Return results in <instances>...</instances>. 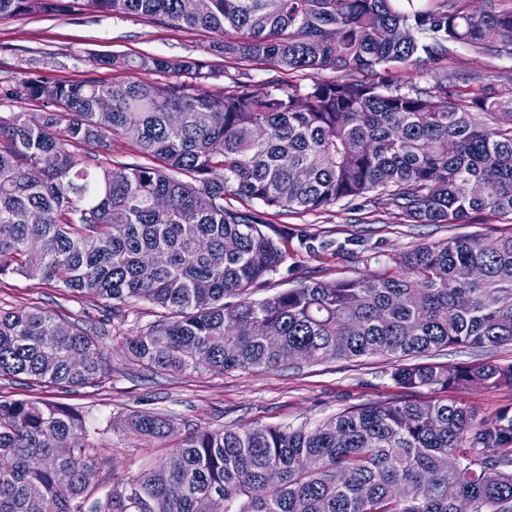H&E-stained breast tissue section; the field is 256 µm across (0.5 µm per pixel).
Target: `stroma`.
Instances as JSON below:
<instances>
[{
    "label": "stroma",
    "instance_id": "35a3bbf8",
    "mask_svg": "<svg viewBox=\"0 0 512 512\" xmlns=\"http://www.w3.org/2000/svg\"><path fill=\"white\" fill-rule=\"evenodd\" d=\"M219 39L214 32H190L135 16L2 19L0 89L38 69L64 83L136 81L139 73L104 67L100 57L118 52L198 57ZM393 77L404 91L438 82L473 90L489 84L499 99H512V57L493 56L459 43L449 44L447 56L431 70L399 65ZM269 221L271 234L281 237L285 259L255 289L257 300L309 281L380 275L391 267L392 256L426 243L451 237L492 240L512 233V216L489 209L471 214L461 224H413L394 208L361 200H344L317 213L273 214ZM28 306L45 308L83 327L103 324L99 343L108 375L99 386L66 393L0 380V400L48 399L78 411L86 427L97 433L96 479L106 489L115 476L143 472L196 431L224 426L243 430L257 424L314 428L342 411L404 395L391 377L393 358L381 355L270 370L156 373L133 361L125 342L160 319V308L131 300L112 311L104 301L73 296L39 278L0 275V307ZM430 360L449 366L482 361L509 365L512 346H452L432 353ZM461 398L486 422L512 417V387L473 389ZM133 411L164 415L173 425L170 435L162 442L128 435L120 419Z\"/></svg>",
    "mask_w": 512,
    "mask_h": 512
}]
</instances>
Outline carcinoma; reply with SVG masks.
I'll return each mask as SVG.
<instances>
[{"label":"carcinoma","instance_id":"obj_1","mask_svg":"<svg viewBox=\"0 0 512 512\" xmlns=\"http://www.w3.org/2000/svg\"><path fill=\"white\" fill-rule=\"evenodd\" d=\"M137 16L224 35L212 51L308 74L306 85L238 82L191 57L99 59L145 78L63 84L24 74L12 96L40 114L0 115V275L54 281L98 300L148 301L167 317L127 340L159 372L263 370L367 355L396 358L408 393L512 386V364L407 363L454 345H512V235L453 237L392 258L371 280L311 281L250 298L284 261L264 211L317 212L357 198L418 224L512 215V100L438 83L400 92L390 66L425 69L459 42L512 57V9L394 0H0L21 15ZM342 76L319 78L323 71ZM154 73L174 77L155 82ZM110 103L109 123L97 107ZM123 142L148 164L112 159ZM480 182L484 195L468 186ZM259 203L240 209L226 195ZM206 195L208 206L198 197ZM234 240L236 248L224 249ZM235 302L230 303L228 299ZM278 337L281 356L267 349ZM97 333L39 307H0V380L68 390L105 374ZM165 439L154 413L123 419ZM97 444L40 399L0 401V512H512V419L488 424L455 398H401L314 429L258 424L187 436L103 495Z\"/></svg>","mask_w":512,"mask_h":512}]
</instances>
